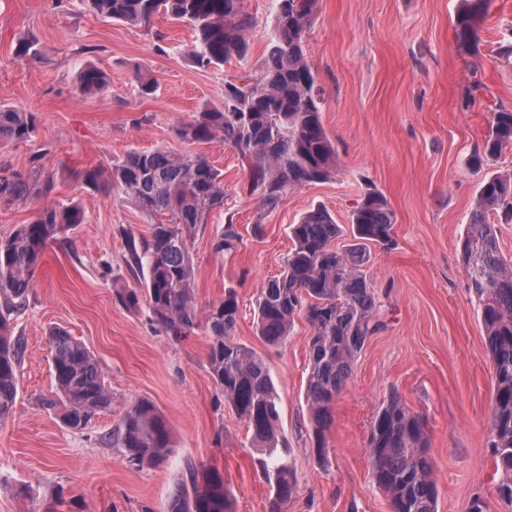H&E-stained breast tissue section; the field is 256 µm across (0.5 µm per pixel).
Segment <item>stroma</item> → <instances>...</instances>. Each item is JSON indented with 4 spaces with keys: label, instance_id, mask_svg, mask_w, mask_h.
<instances>
[{
    "label": "stroma",
    "instance_id": "1",
    "mask_svg": "<svg viewBox=\"0 0 512 512\" xmlns=\"http://www.w3.org/2000/svg\"><path fill=\"white\" fill-rule=\"evenodd\" d=\"M462 7L463 0H318L306 57L324 90L322 122L338 171L269 208L250 194V168L235 149L218 141L189 145L175 129L201 103L220 105L227 83L263 78L275 0H243L255 22L246 59L207 71L183 53L189 29L165 17L147 28L102 21L82 0H0V103L32 113L36 126L32 141L0 145V176L49 174L55 183L45 200L0 199V237L48 200L79 202L85 213L46 249L25 308L11 319L26 352L12 414L0 425V512H164L191 466L223 475L234 512H265L271 488L244 424L208 372L205 330L176 340L151 321L147 307L120 299L142 286L127 238L148 235L147 218L120 189L106 195L70 176L157 148L206 155L224 174V208L192 241L195 304L206 312L233 291L240 309L234 337L269 363L283 458L298 480L286 512H390L371 477L367 440L394 395L425 422L438 512H467L476 497L490 512H512V501L497 491L488 421L493 365L461 254L485 172L512 174V144L485 171L469 165L493 113L512 110V57L501 52L512 33V0H490L475 58L455 41ZM30 34L44 46V60L14 61L18 38ZM80 59L107 73L105 94H80ZM138 71L157 79L153 96L137 97ZM371 189L394 214L393 246H367L362 266L382 327L336 400L324 467L312 448L305 400L312 329L296 316L290 336L270 347L257 335L254 310L261 288L284 269L291 224L325 208L344 229L335 246L345 249L351 213ZM228 226L237 234L234 246L216 252L215 239ZM54 326L86 345L112 391L111 408L82 431L40 404L55 390L48 339ZM142 400L167 418L171 448L159 466L137 470L109 437Z\"/></svg>",
    "mask_w": 512,
    "mask_h": 512
}]
</instances>
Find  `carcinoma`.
<instances>
[{
	"mask_svg": "<svg viewBox=\"0 0 512 512\" xmlns=\"http://www.w3.org/2000/svg\"><path fill=\"white\" fill-rule=\"evenodd\" d=\"M98 17L129 25H152L164 15L191 31L184 54L199 70L224 66L247 57L246 32L254 24L241 0H85ZM316 0H276L274 34L267 70L258 83H227L220 106L200 112L175 129L185 143L220 139L252 162L251 191L274 208L288 190L328 180L336 172V147L322 123V89L308 64L304 39ZM455 23L459 46L475 53L489 0H465ZM15 59L37 61L43 47L35 36L18 40ZM80 92L98 94L108 87L107 74L85 64L77 75ZM32 115L0 104V144L31 140ZM512 143V110L493 113L482 144L470 164L496 156ZM87 188H119L149 220V236L130 238L131 261L144 275V292L129 290L124 303L138 308L145 301L151 318L181 340L199 326L194 299V269L189 244L209 215L224 208V175L203 155H176L166 149L133 150L106 172L89 168L76 174ZM52 176L40 180L20 173L0 178V199L26 201L47 197ZM512 218V175L484 177L470 212L462 243L463 263L481 308L495 378L489 430L499 473V493L512 500V258L502 254L489 221L492 213ZM84 212L76 203L42 206L34 220L0 238V424L11 414L18 386L24 340L13 335L10 320L26 305L36 268L45 248L61 240ZM394 215L377 192L366 194L353 212L354 243L337 251L332 242L341 232L334 217L318 207L291 225L293 248L284 271L261 288L256 301L260 339L276 346L287 339L294 315L304 312L313 329L309 351L306 402L318 460L328 462L327 433L333 407L349 378L358 353L377 332L373 289L359 269L368 244L393 242ZM239 314L231 292L205 314L210 376L251 434L263 456L262 474L271 488L266 512H283L295 492L293 469L278 445V395L265 358L234 338ZM55 397L43 400L59 420L83 430L112 406V392L86 346L66 330L49 331ZM167 419L149 401H140L123 417L117 444L136 469L162 463L169 452ZM371 477L388 498L391 512H438L435 463L429 452L423 419L396 397L378 411L367 442ZM165 512H233L224 476L217 470L187 468V480L173 490Z\"/></svg>",
	"mask_w": 512,
	"mask_h": 512,
	"instance_id": "cac0c4a2",
	"label": "carcinoma"
}]
</instances>
